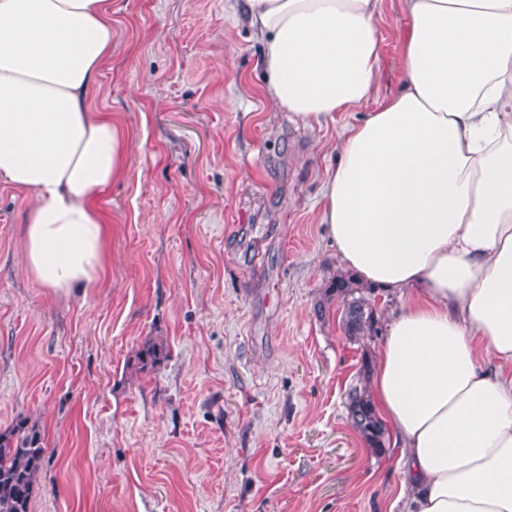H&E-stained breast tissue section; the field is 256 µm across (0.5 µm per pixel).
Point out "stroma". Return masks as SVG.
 I'll return each mask as SVG.
<instances>
[{
  "instance_id": "stroma-1",
  "label": "stroma",
  "mask_w": 512,
  "mask_h": 512,
  "mask_svg": "<svg viewBox=\"0 0 512 512\" xmlns=\"http://www.w3.org/2000/svg\"><path fill=\"white\" fill-rule=\"evenodd\" d=\"M380 104L406 18L380 0ZM262 44L228 0H112L90 93L128 133L100 197L109 276L54 297L24 263L29 199L0 182V430L38 423L30 512H391L398 450L352 428L347 393L381 336L349 341L320 196L343 125L260 90ZM326 316H318L320 302ZM168 355L143 371L147 338Z\"/></svg>"
}]
</instances>
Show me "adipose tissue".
Segmentation results:
<instances>
[{
    "label": "adipose tissue",
    "instance_id": "obj_1",
    "mask_svg": "<svg viewBox=\"0 0 512 512\" xmlns=\"http://www.w3.org/2000/svg\"><path fill=\"white\" fill-rule=\"evenodd\" d=\"M379 2L243 14L276 109L324 127L365 110L321 221L345 269L404 298L371 373L402 512H512V0H401V86L374 107ZM111 53L112 0H0V182L31 199L25 266L55 296L107 276L96 197L128 174L127 133L89 92Z\"/></svg>",
    "mask_w": 512,
    "mask_h": 512
}]
</instances>
